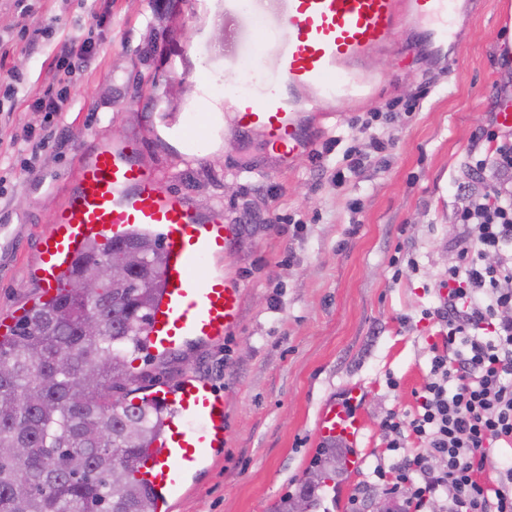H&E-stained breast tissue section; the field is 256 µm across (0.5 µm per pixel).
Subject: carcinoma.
I'll return each instance as SVG.
<instances>
[{
	"label": "carcinoma",
	"mask_w": 512,
	"mask_h": 512,
	"mask_svg": "<svg viewBox=\"0 0 512 512\" xmlns=\"http://www.w3.org/2000/svg\"><path fill=\"white\" fill-rule=\"evenodd\" d=\"M121 245L139 247L153 276L121 293L80 288ZM163 263L160 237L148 231L92 238L59 295L26 312L0 340V512H155L133 465L160 435L164 415L144 398L112 400L109 390L123 389L128 351L147 348ZM335 472L333 454L305 479L301 497L309 507Z\"/></svg>",
	"instance_id": "carcinoma-1"
}]
</instances>
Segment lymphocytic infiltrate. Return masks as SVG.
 Listing matches in <instances>:
<instances>
[{
    "label": "lymphocytic infiltrate",
    "mask_w": 512,
    "mask_h": 512,
    "mask_svg": "<svg viewBox=\"0 0 512 512\" xmlns=\"http://www.w3.org/2000/svg\"><path fill=\"white\" fill-rule=\"evenodd\" d=\"M486 151L469 170L488 190H463L451 242L456 261L440 281L438 303L425 309L443 338L413 412L380 421L390 464L371 484L398 512H512V136L480 132Z\"/></svg>",
    "instance_id": "1"
}]
</instances>
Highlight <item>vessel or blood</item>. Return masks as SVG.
Listing matches in <instances>:
<instances>
[{
    "label": "vessel or blood",
    "mask_w": 512,
    "mask_h": 512,
    "mask_svg": "<svg viewBox=\"0 0 512 512\" xmlns=\"http://www.w3.org/2000/svg\"><path fill=\"white\" fill-rule=\"evenodd\" d=\"M468 0H217L228 17L248 16L265 60L263 75L243 87L224 85V109L244 133L261 131L282 158L310 151L313 130L305 126L303 102L336 104L369 96L375 84L362 64L392 50L397 33L417 29L420 39L458 55L452 14ZM189 156L202 158L201 134L193 118L169 125ZM54 228L39 247L44 299L58 294L61 275L91 238H118L135 228L158 230L165 251L162 290L147 327L149 347L172 353L189 342L222 338L240 319L242 290L226 274L206 269L227 255L236 225L223 211H202L181 194L167 190L126 143L101 142L82 159L75 184L53 216ZM149 402L166 412V430L143 451L137 478L166 508L188 479L205 468L230 430L224 401L210 383L195 377L151 393ZM359 388L328 402L315 435L357 445L364 430Z\"/></svg>",
    "instance_id": "vessel-or-blood-1"
}]
</instances>
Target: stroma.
Segmentation results:
<instances>
[{
  "instance_id": "obj_1",
  "label": "stroma",
  "mask_w": 512,
  "mask_h": 512,
  "mask_svg": "<svg viewBox=\"0 0 512 512\" xmlns=\"http://www.w3.org/2000/svg\"><path fill=\"white\" fill-rule=\"evenodd\" d=\"M510 15L512 0H473L457 18L455 59L399 36L392 54L368 65L372 99L340 111L314 104L313 149L285 166L260 131L241 138L227 114L197 162L164 126L196 111L195 84L224 78L212 0H0V38L22 78L9 98L0 79V316L40 300L37 242L97 142L135 144L167 189L238 226L217 263L242 286L238 325L174 354H133L128 365L134 398L200 376L224 399L229 440L169 512H274L299 494L323 450L314 438L321 406L353 385L367 427L356 450L337 445L357 464L337 474L322 509L346 512L355 494L375 512L385 500L367 485L389 457L379 422L411 411L426 379L442 338L422 312L455 260L457 188L481 189L467 167L475 138L512 113V99L499 98L512 75ZM40 26L49 34L33 36ZM82 53L91 66L68 73L67 60ZM64 85L67 100L47 116L37 100ZM22 131L36 151L11 144ZM375 139L386 151L371 153ZM353 142L370 159L337 184ZM400 246L417 270L397 279Z\"/></svg>"
}]
</instances>
